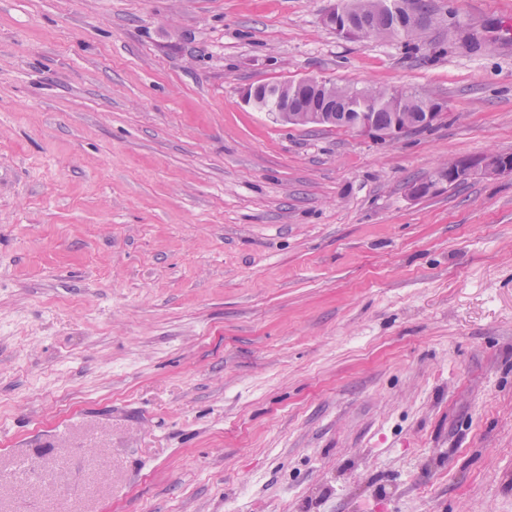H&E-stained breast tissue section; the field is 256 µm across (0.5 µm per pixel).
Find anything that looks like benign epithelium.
Returning a JSON list of instances; mask_svg holds the SVG:
<instances>
[{
    "label": "benign epithelium",
    "instance_id": "7a95c632",
    "mask_svg": "<svg viewBox=\"0 0 512 512\" xmlns=\"http://www.w3.org/2000/svg\"><path fill=\"white\" fill-rule=\"evenodd\" d=\"M383 15L392 17L393 24L401 28L418 29L427 24V14L418 0H382L376 7L359 12L333 8L325 14L323 23L347 39L361 40L372 36ZM278 92L285 103L279 121L295 126L349 124L361 135L378 142H391L409 132L429 128L445 115L443 105L432 99L424 111L411 112L393 125L381 127L373 122L370 113L352 112L350 99L336 95L335 84L330 81L304 78L281 84ZM475 170L487 176L511 173L512 162L497 154L453 160L445 177L451 185Z\"/></svg>",
    "mask_w": 512,
    "mask_h": 512
}]
</instances>
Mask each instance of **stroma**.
Instances as JSON below:
<instances>
[{
  "instance_id": "stroma-1",
  "label": "stroma",
  "mask_w": 512,
  "mask_h": 512,
  "mask_svg": "<svg viewBox=\"0 0 512 512\" xmlns=\"http://www.w3.org/2000/svg\"><path fill=\"white\" fill-rule=\"evenodd\" d=\"M0 0V512H512V0ZM408 88L431 129L247 88ZM436 191L412 197L411 185ZM372 0H339L336 7L343 5L346 7L362 6L364 3ZM425 11L421 8V3L414 0H401L397 2L381 1L376 7L359 12H344L336 7L329 10L323 17V23L336 29L338 33L347 39L361 40L372 36L374 31L380 25V17L388 15L393 24L401 28H422L419 30L399 31L389 30L387 27L381 29L372 37L387 39L403 36L406 38H420L426 29L436 23L438 18L433 13L429 4H424ZM427 24V25H426ZM424 27V28H423ZM390 35V36H389ZM277 85H259V92L246 90L245 103L259 110L262 95L265 107L260 111L277 113L282 109V98L285 106L278 115L281 122L295 126L349 124L361 135L378 142H391L409 132L429 128L445 115L443 105L431 99L424 112H410L392 126L381 127L373 122L371 112H352L350 99L336 95L335 83L310 77L280 84L279 88ZM480 171L487 176H497L512 172V163L497 154H487L478 157L449 161L445 177L448 184H453L467 177L472 171Z\"/></svg>"
}]
</instances>
